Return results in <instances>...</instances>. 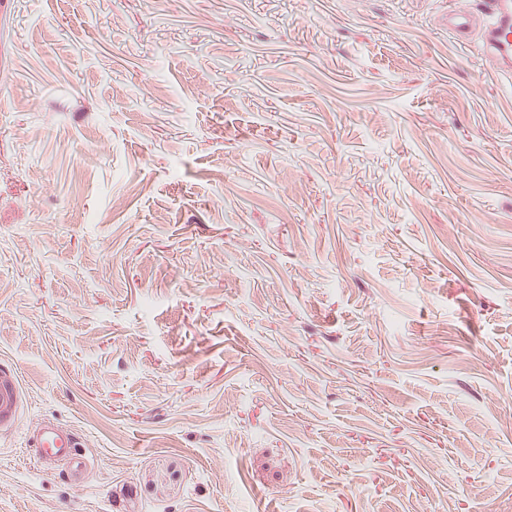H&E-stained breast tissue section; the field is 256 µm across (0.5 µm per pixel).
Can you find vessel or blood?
Instances as JSON below:
<instances>
[{"instance_id": "b4317fda", "label": "vessel or blood", "mask_w": 512, "mask_h": 512, "mask_svg": "<svg viewBox=\"0 0 512 512\" xmlns=\"http://www.w3.org/2000/svg\"><path fill=\"white\" fill-rule=\"evenodd\" d=\"M485 20H478L475 13L456 8L446 14L444 21L458 36L470 35L480 30L487 51L499 69L512 72V0H484ZM42 460L66 463L72 472H80L86 465L85 456L79 451L73 433L48 422L35 440Z\"/></svg>"}]
</instances>
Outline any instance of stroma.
Wrapping results in <instances>:
<instances>
[{
	"instance_id": "stroma-1",
	"label": "stroma",
	"mask_w": 512,
	"mask_h": 512,
	"mask_svg": "<svg viewBox=\"0 0 512 512\" xmlns=\"http://www.w3.org/2000/svg\"><path fill=\"white\" fill-rule=\"evenodd\" d=\"M482 2L0 0V512H512ZM444 21L448 24V28L458 36L466 37L475 29L478 18L475 13L468 9L456 8L445 15ZM35 444L42 460L64 462L74 474L86 466V458L78 450L73 433L53 422L44 424Z\"/></svg>"
}]
</instances>
